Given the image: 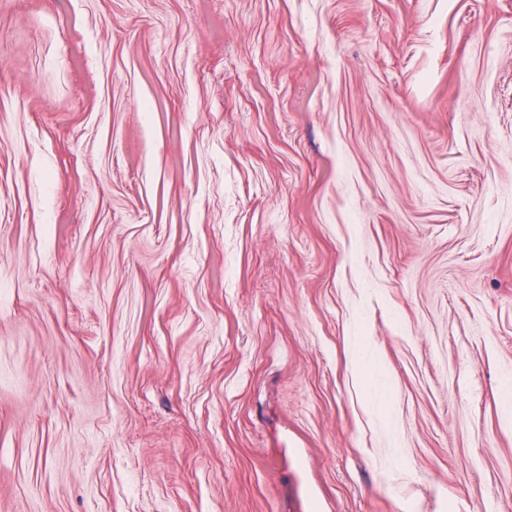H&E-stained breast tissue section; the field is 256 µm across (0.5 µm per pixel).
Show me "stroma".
Wrapping results in <instances>:
<instances>
[{
    "label": "stroma",
    "mask_w": 512,
    "mask_h": 512,
    "mask_svg": "<svg viewBox=\"0 0 512 512\" xmlns=\"http://www.w3.org/2000/svg\"><path fill=\"white\" fill-rule=\"evenodd\" d=\"M0 512H512V0H0Z\"/></svg>",
    "instance_id": "obj_1"
}]
</instances>
